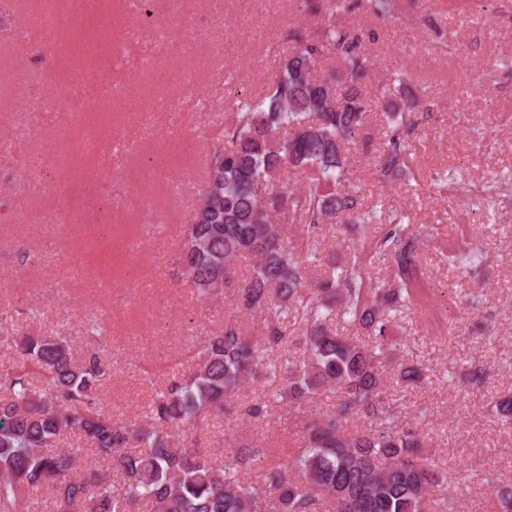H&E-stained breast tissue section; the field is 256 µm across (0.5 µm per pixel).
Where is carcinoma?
<instances>
[{"instance_id":"1","label":"carcinoma","mask_w":512,"mask_h":512,"mask_svg":"<svg viewBox=\"0 0 512 512\" xmlns=\"http://www.w3.org/2000/svg\"><path fill=\"white\" fill-rule=\"evenodd\" d=\"M287 37L293 51L268 92L238 102L224 118L176 258L206 301L224 296L239 257H252L237 308L264 315L262 336L254 340L237 321H225L219 333L203 337L197 367L168 378L136 425L114 419L100 403L110 371L106 345L77 361L65 337L18 340L0 322V347H18L12 370L0 371V512H33L42 490L49 495L44 512H447L438 491L454 483L452 475L420 463V432L403 423L382 371L385 352L395 346L392 319L410 309L418 270L403 216L390 220L375 243L392 263L386 281H371L357 258L331 263L309 293L304 270L320 252H298L283 236L288 224L336 219L350 239L364 237L370 213L358 192L344 188V145L364 138L370 62L358 52L360 36L344 26ZM328 53L340 67L318 76ZM376 81V101L388 105L376 176L390 182L409 170L419 116L413 104H389L403 90L401 78L384 73ZM290 171L304 175L302 189L282 179ZM293 310L305 320L299 358L288 349ZM336 318L375 344L339 334ZM249 383L276 386L295 407L313 406L331 389L344 394L336 413L309 418L290 461L253 483L237 473L258 451L229 444L217 460L197 440L215 413L267 416L264 402H236ZM354 418L368 428L343 433L342 422ZM177 431L190 433L188 445L175 446ZM86 454L108 468L73 473Z\"/></svg>"}]
</instances>
